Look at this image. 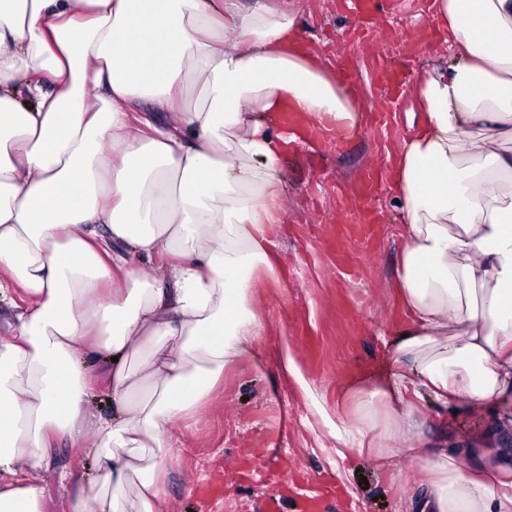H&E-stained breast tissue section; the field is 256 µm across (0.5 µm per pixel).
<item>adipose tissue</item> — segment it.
Instances as JSON below:
<instances>
[{
    "label": "adipose tissue",
    "mask_w": 512,
    "mask_h": 512,
    "mask_svg": "<svg viewBox=\"0 0 512 512\" xmlns=\"http://www.w3.org/2000/svg\"><path fill=\"white\" fill-rule=\"evenodd\" d=\"M434 19L454 60L418 79L422 121L391 171L406 229L391 358L346 385L349 422L290 345L276 366L332 463H416L417 512H512V467L431 452L423 418L427 400L445 416L512 397V0H436ZM297 41L294 13L268 0H0V291L28 300L0 336V512H40L56 441L98 456L114 492L99 512H120L134 474L137 512H164L173 424L267 335L251 300L258 275L278 277L277 175L303 142L275 116L359 123ZM153 379L154 403L134 405ZM98 388L111 416L88 407ZM129 448L151 449L148 464Z\"/></svg>",
    "instance_id": "adipose-tissue-1"
}]
</instances>
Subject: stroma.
<instances>
[{
	"instance_id": "obj_1",
	"label": "stroma",
	"mask_w": 512,
	"mask_h": 512,
	"mask_svg": "<svg viewBox=\"0 0 512 512\" xmlns=\"http://www.w3.org/2000/svg\"><path fill=\"white\" fill-rule=\"evenodd\" d=\"M297 30L306 52L321 57L333 74L348 73L361 108L357 133L342 150L324 142L299 147L280 163L285 199L277 237L284 277L259 282L254 295L267 318L265 363L244 356L225 367L203 411L180 432L182 454L167 476L168 512H261L277 497L282 512H304L306 499L336 486L323 512H408L424 486L409 461L382 462L356 456L346 465L330 464L315 432L305 423L303 401L279 377L274 358L288 342L329 413L363 371L390 359L381 333L399 323L392 271L404 245L401 217L390 185L372 196L354 197L365 168L389 165L409 134L418 107L419 76L448 45L433 31V0H375L371 19L357 26L345 0H301ZM407 59L399 87L382 76ZM384 213L374 227L375 246L351 235L343 223L353 206ZM344 249L354 262L368 265L364 281L352 283L336 259ZM428 436L465 463L500 452L512 459V422L492 413L466 411L443 418L424 409ZM41 512H71L72 492L101 496L95 462L80 448L50 449ZM71 475L59 483L60 471ZM201 473L189 482L190 472Z\"/></svg>"
}]
</instances>
